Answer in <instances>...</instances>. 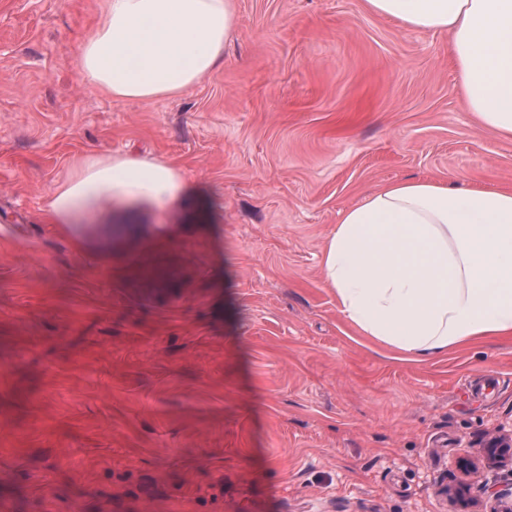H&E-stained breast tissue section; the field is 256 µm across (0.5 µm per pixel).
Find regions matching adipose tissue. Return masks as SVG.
Instances as JSON below:
<instances>
[{"mask_svg":"<svg viewBox=\"0 0 512 512\" xmlns=\"http://www.w3.org/2000/svg\"><path fill=\"white\" fill-rule=\"evenodd\" d=\"M367 9L448 34L460 93L477 125L512 137V0H366ZM234 0H106L79 67L117 98L150 100L200 83L224 57ZM190 188L156 159L88 158L51 192L55 223L82 236L119 204L166 205ZM323 275L365 334L415 355L512 335V189L436 180L386 185L343 211Z\"/></svg>","mask_w":512,"mask_h":512,"instance_id":"1","label":"adipose tissue"}]
</instances>
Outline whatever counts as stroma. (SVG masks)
Here are the masks:
<instances>
[{
  "instance_id": "stroma-1",
  "label": "stroma",
  "mask_w": 512,
  "mask_h": 512,
  "mask_svg": "<svg viewBox=\"0 0 512 512\" xmlns=\"http://www.w3.org/2000/svg\"><path fill=\"white\" fill-rule=\"evenodd\" d=\"M104 0H0V505L7 512H497L512 338L418 357L324 281L340 211L414 179L512 186L448 34L364 0H234L222 64L151 100L76 65ZM206 190L77 240L46 195L86 157Z\"/></svg>"
}]
</instances>
